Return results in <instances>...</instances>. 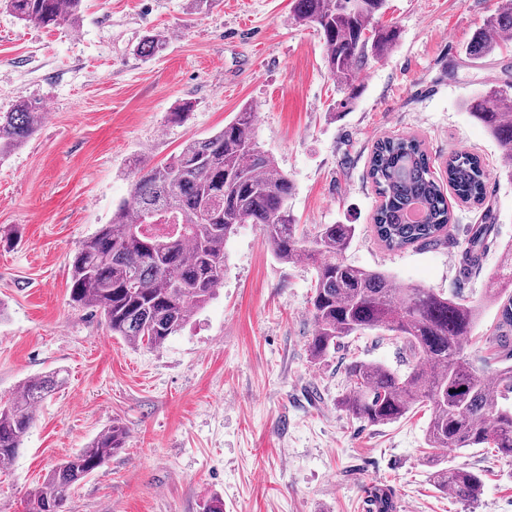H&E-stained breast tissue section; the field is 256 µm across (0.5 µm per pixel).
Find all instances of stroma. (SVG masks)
<instances>
[{"instance_id":"obj_1","label":"stroma","mask_w":512,"mask_h":512,"mask_svg":"<svg viewBox=\"0 0 512 512\" xmlns=\"http://www.w3.org/2000/svg\"><path fill=\"white\" fill-rule=\"evenodd\" d=\"M501 3L386 0L379 22L397 27L398 43L359 72L360 94L339 113L323 42L293 22L292 0H213L201 12L188 0H84L80 25L52 28L0 10V112L22 96L46 112L0 161V231H18L0 243V399L34 376L66 378L0 467V512H24L52 467L115 421L125 449L75 487L66 512H201L214 496L224 512H367L372 485L410 512H512V465L494 449L443 454L446 466L482 474L475 509L434 486L428 408L372 426L338 407L351 360L403 373L406 353L366 332L311 363L315 270L276 259L259 225H238L214 298L163 348L129 346L69 298L71 257L128 197L133 159L166 162L249 105L260 147L293 182L299 227L355 225L347 263L405 288L463 292L481 307L465 348L480 363L498 319L486 293L512 244V180L468 102L512 81V51L475 60L467 45ZM154 31L169 45L143 58L136 48ZM184 100L195 104L190 119L171 125ZM387 136L418 137L439 172L452 151H471L490 175L482 207L450 199L455 221L438 244L390 251L373 233L369 161ZM481 222L494 230L470 275L466 230Z\"/></svg>"}]
</instances>
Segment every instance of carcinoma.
I'll return each mask as SVG.
<instances>
[{
    "instance_id": "carcinoma-1",
    "label": "carcinoma",
    "mask_w": 512,
    "mask_h": 512,
    "mask_svg": "<svg viewBox=\"0 0 512 512\" xmlns=\"http://www.w3.org/2000/svg\"><path fill=\"white\" fill-rule=\"evenodd\" d=\"M83 0H0V7L35 27L74 26ZM385 0H294L295 23L315 27L325 47V67L345 94L347 108L358 96L356 75L372 59L397 44L394 29L375 19ZM512 45V3L491 15L475 34L469 56L481 59ZM168 46L164 32L146 35L137 52L152 58ZM472 116L489 129L501 150L502 171L512 179V83L469 103ZM43 106L22 98L0 112V158L24 145L41 127ZM130 196L112 211L74 253L70 298L96 309L114 336L133 346L160 349L215 295L224 279V244L239 224H257L281 262L315 265L310 297L315 323L309 358L319 364L343 339L381 331L403 342L412 365L400 374L380 364L351 361L348 386L339 404L370 425L404 418L420 404L430 407L427 445L493 448L512 463V366L493 364L512 354V245L487 297L499 306L500 320L483 337L486 369L465 355L480 306L459 295L446 297L428 288L400 287L388 275L354 267L341 259L353 224H320L298 231L288 207L293 184L255 139L252 107L246 106L205 138L187 139L170 160L153 165L133 161ZM448 188L463 203H483L489 173L480 157L453 152L446 162ZM370 176L380 203L373 229L389 250L435 244L446 237L452 211L433 163L416 137L379 140L370 159ZM492 225L476 224L464 249L467 265L480 266ZM65 383L61 372L26 381L17 397L0 403V464L12 461L34 422V409ZM127 431L114 423L85 447L58 462L31 493L26 512H65L72 490L125 447ZM436 487L474 505L483 491L481 474L466 467L433 472ZM369 512H396L379 487L367 491Z\"/></svg>"
}]
</instances>
